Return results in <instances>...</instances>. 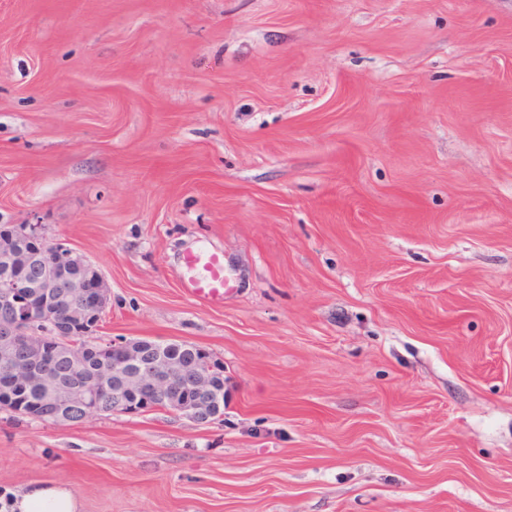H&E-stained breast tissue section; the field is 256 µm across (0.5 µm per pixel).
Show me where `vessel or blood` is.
<instances>
[{
	"label": "vessel or blood",
	"instance_id": "obj_1",
	"mask_svg": "<svg viewBox=\"0 0 512 512\" xmlns=\"http://www.w3.org/2000/svg\"><path fill=\"white\" fill-rule=\"evenodd\" d=\"M187 276L181 282L186 295L211 307H220L224 299L237 291L238 285L225 266L224 256L217 251L190 249L182 256Z\"/></svg>",
	"mask_w": 512,
	"mask_h": 512
}]
</instances>
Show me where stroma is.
<instances>
[{
  "mask_svg": "<svg viewBox=\"0 0 512 512\" xmlns=\"http://www.w3.org/2000/svg\"><path fill=\"white\" fill-rule=\"evenodd\" d=\"M0 224L100 269L97 341L225 391L0 410V512H512V0H0ZM187 277L181 288L190 298L210 307H221L224 298L237 291L238 285L224 266V255L218 251L190 249L182 256ZM79 504L61 484H36L16 495L11 512H78Z\"/></svg>",
  "mask_w": 512,
  "mask_h": 512,
  "instance_id": "1",
  "label": "stroma"
}]
</instances>
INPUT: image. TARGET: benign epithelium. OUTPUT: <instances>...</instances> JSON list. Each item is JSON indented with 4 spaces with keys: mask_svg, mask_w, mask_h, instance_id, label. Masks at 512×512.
<instances>
[{
    "mask_svg": "<svg viewBox=\"0 0 512 512\" xmlns=\"http://www.w3.org/2000/svg\"><path fill=\"white\" fill-rule=\"evenodd\" d=\"M21 263L37 279L0 276V356L12 375L46 390L38 416L60 422L70 402L80 400L85 415L101 413L102 394L112 389V414L140 415L165 410L200 424L224 415V371L207 360L190 369L179 356L157 353L144 360L133 340L101 343L95 349L97 374L87 383L59 387L48 365L46 343L81 362L86 352L69 342L78 332L92 337L110 300L99 268L62 243H50L38 224L0 225V264Z\"/></svg>",
    "mask_w": 512,
    "mask_h": 512,
    "instance_id": "obj_1",
    "label": "benign epithelium"
}]
</instances>
